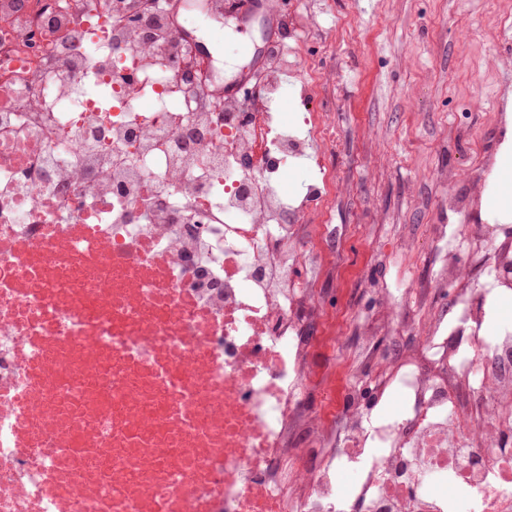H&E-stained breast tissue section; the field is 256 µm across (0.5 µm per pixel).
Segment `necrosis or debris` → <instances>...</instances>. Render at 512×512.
<instances>
[{"label": "necrosis or debris", "mask_w": 512, "mask_h": 512, "mask_svg": "<svg viewBox=\"0 0 512 512\" xmlns=\"http://www.w3.org/2000/svg\"><path fill=\"white\" fill-rule=\"evenodd\" d=\"M191 7L0 0V512H512V324L482 333L512 280L459 265L485 225L436 227L448 319L419 282L404 310L382 292L383 332L418 344L372 394L337 358L336 410L306 408L329 315L298 227L336 181L300 43L323 0L232 95Z\"/></svg>", "instance_id": "4bbe7bcc"}]
</instances>
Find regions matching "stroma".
I'll list each match as a JSON object with an SVG mask.
<instances>
[{"instance_id":"35a3bbf8","label":"stroma","mask_w":512,"mask_h":512,"mask_svg":"<svg viewBox=\"0 0 512 512\" xmlns=\"http://www.w3.org/2000/svg\"><path fill=\"white\" fill-rule=\"evenodd\" d=\"M327 29L306 36L303 51L324 74L316 90L332 113L336 134L326 148L336 172V197L309 233L304 279L320 288L327 309L343 316L341 353L361 361L374 387L381 360L408 345L406 336L360 343L359 320L375 312L378 291L405 307L403 279H434L442 252L430 227L442 223L448 191L470 197V224L490 221L493 193L475 178L472 132H480L485 161L497 165L512 132V28L484 0H326ZM280 32L268 16L248 26L225 18L210 28L231 80L256 62ZM453 172V184L437 177ZM470 224H454L464 236ZM413 240L414 253L401 249Z\"/></svg>"}]
</instances>
